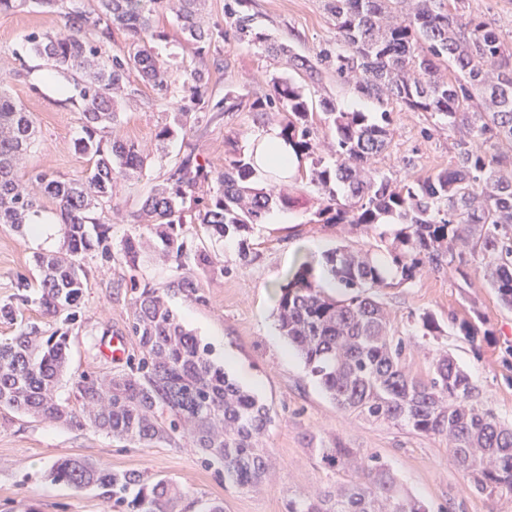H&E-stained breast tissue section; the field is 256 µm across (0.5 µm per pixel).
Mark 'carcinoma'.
<instances>
[{
    "label": "carcinoma",
    "instance_id": "cac0c4a2",
    "mask_svg": "<svg viewBox=\"0 0 512 512\" xmlns=\"http://www.w3.org/2000/svg\"><path fill=\"white\" fill-rule=\"evenodd\" d=\"M164 0H37L64 10V35L44 32L27 38L28 50L52 67L70 73L75 94L69 102L83 116L84 136L75 149L96 157L89 175L30 176L40 195L56 203L65 253H38L39 293L16 294L0 304V320L17 325L0 341V409L24 412L69 426H90L112 438L149 446L185 441L202 462L224 474V483L241 490L260 487L272 467L264 438L272 423L270 408L231 379L210 358L209 347L186 330L157 288H142L133 302L130 333L139 349L128 370L118 374L83 372L73 382L79 410L62 404L57 377L69 359L67 333L45 335L24 319L36 304L44 316L71 324L88 287L83 261L99 249L112 259L110 226L92 216L111 195L112 183L140 173L146 160L133 143L112 139L123 88L133 71L167 95L172 85H190L193 107L171 113L157 134L164 141L211 119V112L235 108L231 94L212 103L198 93L209 73L193 68L170 71L150 42L161 37L153 12ZM468 0H327L336 29V51L320 49L315 59L256 32L245 11L227 8L228 25L240 41L259 44L271 55H287L293 67L315 81L330 71L360 96L383 104L395 101L411 112H425L450 129H463L484 141L473 151L458 144L453 169L426 177L394 180L371 168L391 143L390 113L373 121L361 111L339 112L329 99L335 161L315 157L312 96L291 80L274 87V96L253 104L254 121L263 124L275 109L283 113L281 136L300 159L311 160L310 183L325 193L315 212L317 224L344 226L376 235L391 258L385 267L369 251L337 248L326 255L328 274L339 290L325 294L312 266L298 264L280 286L278 326L309 374L336 406L369 421L403 427L417 435L448 439L453 463L471 487L489 499L512 498V425L485 408L471 375L447 351L439 352L424 377L405 366L406 341L392 332L379 301L382 288L415 279L425 267H449L463 278L469 258L490 255L484 276L501 305L512 309V45L492 19L467 10ZM201 0H178L177 20L184 40H211L198 15ZM127 32V49L109 50L112 30ZM36 131L27 112L0 84V224L37 232L33 217L41 204L16 167L19 155L35 147ZM258 157L233 154L218 174L219 192L199 213L212 236L246 232L265 223L275 206L289 208L295 198L253 186ZM194 148L166 173L132 223L154 230L159 247L184 273L170 287L203 303L201 285L190 268L213 264L210 254L189 253L179 237L188 191L210 179ZM142 236L124 238L120 255L137 265ZM311 452L347 479L315 494L288 497L286 512H430L405 492L377 454H365L337 441ZM53 480L76 489L93 487L125 512H174L184 492L166 478L139 470L114 472L80 458L56 462Z\"/></svg>",
    "mask_w": 512,
    "mask_h": 512
}]
</instances>
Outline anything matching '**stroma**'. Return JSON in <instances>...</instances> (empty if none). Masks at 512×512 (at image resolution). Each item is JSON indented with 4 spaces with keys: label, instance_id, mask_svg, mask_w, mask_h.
Returning a JSON list of instances; mask_svg holds the SVG:
<instances>
[{
    "label": "stroma",
    "instance_id": "obj_1",
    "mask_svg": "<svg viewBox=\"0 0 512 512\" xmlns=\"http://www.w3.org/2000/svg\"><path fill=\"white\" fill-rule=\"evenodd\" d=\"M225 2L204 0L202 20L212 41L200 52L183 39L174 12L161 8L154 16L160 37L152 46L159 58L177 67L208 70L210 81L203 95L219 100L229 93L236 96L237 106L209 124L161 141L158 131L171 113L190 107L191 93L179 88L163 96L137 73H130L125 81L128 103L120 111L115 134L137 144L147 165L135 178L117 181L111 199L97 212L111 226L112 247H119L132 233L130 212L139 209L182 158L186 144H193L199 160L213 172L223 171L229 147L246 151L249 140L262 130L253 120V102L273 96L274 79L292 75L287 58L222 37ZM247 11L258 31L289 44L297 54L311 58L319 49L336 44L324 0H250ZM46 31L63 33L64 22L58 11L43 8L36 0L0 11V78L6 79L12 97L32 113L37 130V145L23 156L21 167L73 178L88 174L94 161L74 147L82 135V115L67 100L66 73L51 69L28 51V36ZM318 90L343 111H362L375 118L381 110L390 112L394 134L376 164L381 173L397 179L423 177L454 166L464 130H448L442 120L398 103L381 106L354 93L331 72L323 73ZM308 173V168H301L284 187L297 197L294 207L274 208L264 223L241 234L213 238L196 218L197 203L188 204L182 239L189 250L207 251L219 264L218 270L200 276L205 303H191L172 289L171 281L180 274L175 260L160 259L152 251H144L133 268L118 259L87 257L82 318L70 330L69 364L57 385L60 399L71 404L72 383L81 372L125 370L126 362L102 357L101 344L127 335L138 289L148 285L165 292L186 328L210 347L212 359L271 409L266 448L273 467L260 489L240 492L225 486L223 476L205 467L198 451L183 442L152 447L119 443L88 426L56 424L2 409L0 512H108L96 490L75 489L49 478L51 465L67 457L89 459L119 472L145 470L171 479L184 492L179 512H198L202 501L223 503L224 512H286L289 495L316 492L341 479L311 456L307 443L312 435L327 444L340 439L362 452L378 454L431 512H512V500L492 501L471 488L452 462L443 437L416 435L342 412L280 335L279 287L300 262H311L318 281L326 286L330 283L324 266L327 252L341 245L384 251L375 236L314 223L323 199ZM61 249L60 234L28 237L0 225V303L15 293L18 279L37 286L34 253ZM485 264L482 258L472 261L465 279L448 270L438 273L426 268L411 282L381 290L379 299L396 335L409 342L405 363L413 374L424 375L433 349L446 348L470 373L486 407L500 421L512 424V310L499 304L483 275ZM426 312L437 320L439 338L423 336L419 317ZM464 320L480 326L482 335L476 342L460 336L458 325Z\"/></svg>",
    "mask_w": 512,
    "mask_h": 512
}]
</instances>
